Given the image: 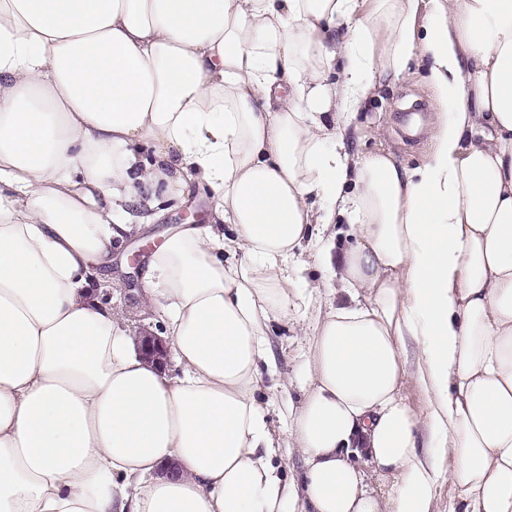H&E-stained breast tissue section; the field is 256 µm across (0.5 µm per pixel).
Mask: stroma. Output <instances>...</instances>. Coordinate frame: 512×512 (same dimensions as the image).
Returning a JSON list of instances; mask_svg holds the SVG:
<instances>
[{"instance_id":"1","label":"stroma","mask_w":512,"mask_h":512,"mask_svg":"<svg viewBox=\"0 0 512 512\" xmlns=\"http://www.w3.org/2000/svg\"><path fill=\"white\" fill-rule=\"evenodd\" d=\"M424 75V67L415 66L398 80H382L377 91L351 121L346 146L352 155L359 156L382 147L408 167L423 163L434 134L435 115L441 110ZM149 214L146 208L133 210L129 232L123 242L112 249V262L117 273L130 271L129 259L137 250L157 247V240L147 237L141 229ZM327 300L326 292L313 294L309 307L293 312L289 320L272 323L269 330L276 373L263 375L258 397L268 409L269 427L279 449V461L286 476L293 478L300 475L302 458L288 436L291 422L284 417L283 411L288 402L298 401L301 396L308 337L317 311L326 308ZM112 307L127 335H138L143 329L157 335L163 331L156 315L144 308L135 295L113 293Z\"/></svg>"}]
</instances>
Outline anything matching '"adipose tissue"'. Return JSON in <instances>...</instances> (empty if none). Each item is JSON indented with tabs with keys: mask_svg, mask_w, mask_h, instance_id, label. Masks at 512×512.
Listing matches in <instances>:
<instances>
[{
	"mask_svg": "<svg viewBox=\"0 0 512 512\" xmlns=\"http://www.w3.org/2000/svg\"><path fill=\"white\" fill-rule=\"evenodd\" d=\"M416 56L444 106L426 160L352 158ZM194 184L205 223L142 280L160 371L93 285L126 207ZM344 214L295 482L268 330ZM444 482L448 512H512V0H0V512H434Z\"/></svg>",
	"mask_w": 512,
	"mask_h": 512,
	"instance_id": "obj_1",
	"label": "adipose tissue"
}]
</instances>
